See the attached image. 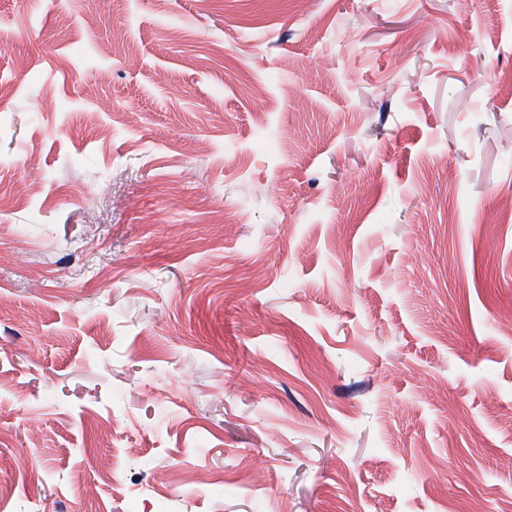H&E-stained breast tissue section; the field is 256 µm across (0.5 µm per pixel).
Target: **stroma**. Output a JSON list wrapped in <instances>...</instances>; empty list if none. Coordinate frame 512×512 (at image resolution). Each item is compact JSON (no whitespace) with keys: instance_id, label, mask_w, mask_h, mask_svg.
I'll list each match as a JSON object with an SVG mask.
<instances>
[{"instance_id":"1","label":"stroma","mask_w":512,"mask_h":512,"mask_svg":"<svg viewBox=\"0 0 512 512\" xmlns=\"http://www.w3.org/2000/svg\"><path fill=\"white\" fill-rule=\"evenodd\" d=\"M0 483L512 512V0H0Z\"/></svg>"}]
</instances>
